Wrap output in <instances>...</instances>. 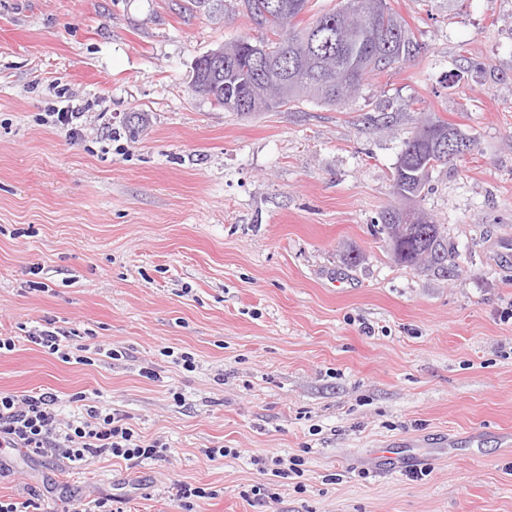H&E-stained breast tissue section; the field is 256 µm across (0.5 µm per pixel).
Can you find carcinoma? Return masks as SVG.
<instances>
[{
    "label": "carcinoma",
    "mask_w": 512,
    "mask_h": 512,
    "mask_svg": "<svg viewBox=\"0 0 512 512\" xmlns=\"http://www.w3.org/2000/svg\"><path fill=\"white\" fill-rule=\"evenodd\" d=\"M247 16L265 30L259 43L281 57L287 79L273 74L258 82L261 67L251 58L249 38L224 44V97L233 100L227 110L241 111L240 101L250 100L251 111L265 112L313 100L326 106L345 105L358 94L373 74L389 72L418 57L422 44L387 0H340L310 22H303L309 0H280L292 21L283 24L269 7L270 0H241ZM426 125L430 137L416 132L403 141L408 160L396 163L394 193L403 200L418 198L432 172L458 160L437 152L435 139L450 140L462 133L444 120L432 118ZM423 223L409 224L404 232L394 223L399 210L382 215L379 232L393 260L439 277L459 271V254L444 225L434 223L424 211Z\"/></svg>",
    "instance_id": "cac0c4a2"
}]
</instances>
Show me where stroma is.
<instances>
[{"mask_svg": "<svg viewBox=\"0 0 512 512\" xmlns=\"http://www.w3.org/2000/svg\"><path fill=\"white\" fill-rule=\"evenodd\" d=\"M182 2L0 0V391L66 413L84 393L173 450L69 472L0 448V497L182 512V482L210 492L194 512H512V0H389L415 61L341 107L252 115L190 75L257 29L239 0L217 20ZM62 90L88 112L76 138L47 121ZM428 113L473 141L419 203L460 253L448 278L394 263L374 227L406 206L392 173ZM46 318L117 357L46 353L25 338ZM396 447L429 465L371 466ZM269 451L302 475L259 474Z\"/></svg>", "mask_w": 512, "mask_h": 512, "instance_id": "1", "label": "stroma"}]
</instances>
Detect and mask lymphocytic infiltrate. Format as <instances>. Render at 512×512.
<instances>
[{"mask_svg": "<svg viewBox=\"0 0 512 512\" xmlns=\"http://www.w3.org/2000/svg\"><path fill=\"white\" fill-rule=\"evenodd\" d=\"M28 339L65 361L74 350L97 354L105 350L99 337L71 336L51 325L30 332ZM0 444L32 457L64 459L72 465L108 453L133 467L147 459H166L170 452L167 443L144 439L127 414L111 407L91 406L62 418L57 395L47 391L0 392Z\"/></svg>", "mask_w": 512, "mask_h": 512, "instance_id": "lymphocytic-infiltrate-1", "label": "lymphocytic infiltrate"}]
</instances>
